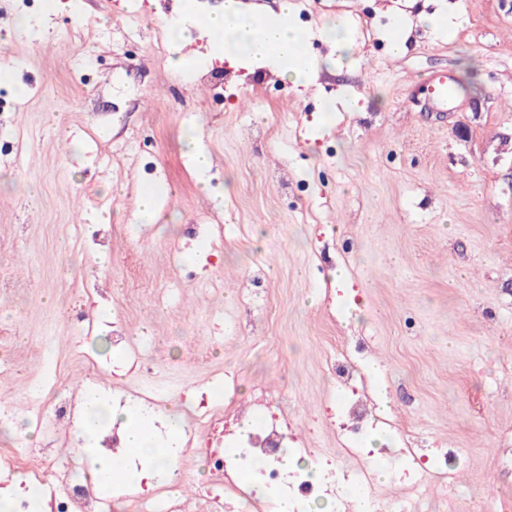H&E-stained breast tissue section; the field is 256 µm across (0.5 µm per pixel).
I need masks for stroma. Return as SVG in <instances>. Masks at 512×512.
<instances>
[{
  "mask_svg": "<svg viewBox=\"0 0 512 512\" xmlns=\"http://www.w3.org/2000/svg\"><path fill=\"white\" fill-rule=\"evenodd\" d=\"M291 2L319 65L307 86L211 60L197 29L175 42L182 0H0V452L87 475L73 431L38 413L96 377L131 404L156 389L191 437L194 390L238 419L265 391L311 469L341 446L331 358L351 350L369 414L424 454L458 451L415 493L392 477L398 434L374 432L370 496L435 512L449 487L512 512V0ZM438 9L452 31L419 24ZM339 14L358 46L336 67L320 31ZM435 70L463 109L431 108ZM193 133L223 204L190 166ZM147 190L158 216L134 223ZM183 458L168 493L193 512L209 464Z\"/></svg>",
  "mask_w": 512,
  "mask_h": 512,
  "instance_id": "obj_1",
  "label": "stroma"
}]
</instances>
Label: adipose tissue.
Segmentation results:
<instances>
[{
  "label": "adipose tissue",
  "instance_id": "1",
  "mask_svg": "<svg viewBox=\"0 0 512 512\" xmlns=\"http://www.w3.org/2000/svg\"><path fill=\"white\" fill-rule=\"evenodd\" d=\"M184 15L190 24L207 35L215 55L243 68L268 65L295 84L312 83L317 70L307 51L308 36L293 21L289 0H280L278 13L267 15L244 0H224L222 10L206 15L196 14L192 0H185ZM84 419L79 430L92 439L103 427L118 426L122 443L116 454H101L96 448L87 453L94 463L88 472L97 487L141 485L153 476L152 466L158 457L153 449L154 425L143 414H115L105 406L92 388L80 391Z\"/></svg>",
  "mask_w": 512,
  "mask_h": 512
}]
</instances>
